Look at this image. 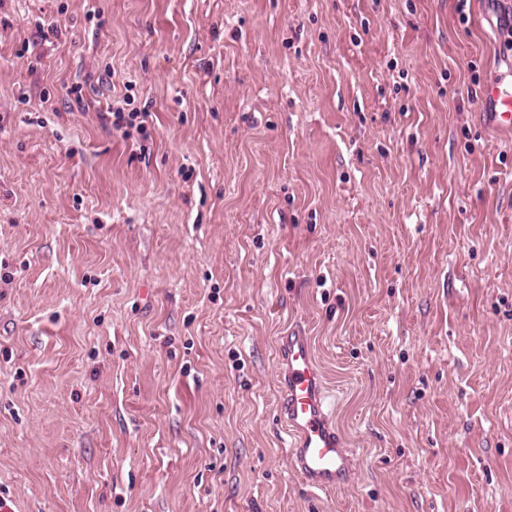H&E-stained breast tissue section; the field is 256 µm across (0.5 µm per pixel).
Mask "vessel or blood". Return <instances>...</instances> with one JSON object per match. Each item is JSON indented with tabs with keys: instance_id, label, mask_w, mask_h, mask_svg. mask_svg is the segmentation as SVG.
<instances>
[{
	"instance_id": "vessel-or-blood-1",
	"label": "vessel or blood",
	"mask_w": 512,
	"mask_h": 512,
	"mask_svg": "<svg viewBox=\"0 0 512 512\" xmlns=\"http://www.w3.org/2000/svg\"><path fill=\"white\" fill-rule=\"evenodd\" d=\"M482 103L495 126L512 130V78L488 82ZM280 400L278 416L288 434L290 459L305 485L315 491L344 485L352 458L330 412L310 336L293 328L278 342Z\"/></svg>"
}]
</instances>
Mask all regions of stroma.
I'll return each mask as SVG.
<instances>
[{"label": "stroma", "instance_id": "obj_1", "mask_svg": "<svg viewBox=\"0 0 512 512\" xmlns=\"http://www.w3.org/2000/svg\"><path fill=\"white\" fill-rule=\"evenodd\" d=\"M510 20L0 0V512H512ZM295 326L354 453L325 492L277 414ZM482 103L493 116L495 126L512 130V78H496L488 82L482 93Z\"/></svg>", "mask_w": 512, "mask_h": 512}]
</instances>
